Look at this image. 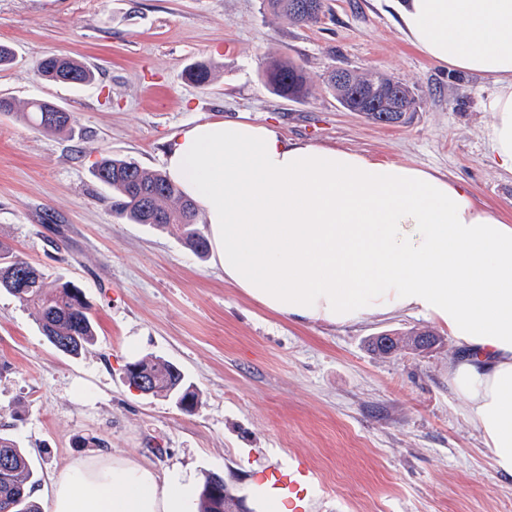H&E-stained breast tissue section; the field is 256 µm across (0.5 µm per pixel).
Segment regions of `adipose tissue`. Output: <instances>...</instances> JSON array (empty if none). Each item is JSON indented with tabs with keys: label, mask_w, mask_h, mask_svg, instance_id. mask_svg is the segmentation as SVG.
<instances>
[{
	"label": "adipose tissue",
	"mask_w": 512,
	"mask_h": 512,
	"mask_svg": "<svg viewBox=\"0 0 512 512\" xmlns=\"http://www.w3.org/2000/svg\"><path fill=\"white\" fill-rule=\"evenodd\" d=\"M389 3L424 55L492 79L493 149L512 170V0ZM163 162L203 214L225 282L267 310L333 325L408 310L446 327L460 350L448 379L512 476V224L464 182L246 121L194 124ZM47 512H197V485L177 468L78 458Z\"/></svg>",
	"instance_id": "ef3b65f1"
}]
</instances>
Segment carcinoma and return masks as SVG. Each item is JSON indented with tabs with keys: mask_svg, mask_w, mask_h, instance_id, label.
<instances>
[{
	"mask_svg": "<svg viewBox=\"0 0 512 512\" xmlns=\"http://www.w3.org/2000/svg\"><path fill=\"white\" fill-rule=\"evenodd\" d=\"M315 3L314 13L302 15L295 10L294 0H262L264 11L300 26L313 25L324 14L325 0H315ZM37 71L44 80L55 83L60 74L73 73L74 86L93 79V73L82 63L56 56L42 59ZM188 76L197 86L205 88L212 81L213 72L211 66L197 63L189 67ZM263 79L274 94L286 100L304 99L311 92L304 70L286 57L269 61ZM356 79L368 95L393 83V79L379 72L358 75ZM17 111L46 132L73 131L72 115L53 101L33 100L20 109L13 98L0 96L1 114ZM51 111L56 112L57 117L48 123L45 115ZM94 176L112 189V206L122 217L134 224H148L171 232L201 258L208 254V240L199 229L195 204L182 195L165 173L144 169L130 160L105 156L97 162ZM1 289L38 310L39 329L58 351L78 355L94 343L93 318L82 290L69 280H47L36 267L0 243ZM436 342L433 333L423 331L406 338L398 336L390 340V345H376L374 349L381 354L403 348L424 351ZM132 366L134 370L126 371L128 384L144 378L149 383L150 393H162L178 405L185 403L188 412L199 403L197 388L174 363L151 357L137 360ZM38 482L36 470L17 442L0 433V512H39L32 500ZM222 484L223 475L210 473L206 476L199 494L198 512H216L218 504L213 491Z\"/></svg>",
	"mask_w": 512,
	"mask_h": 512,
	"instance_id": "obj_1",
	"label": "carcinoma"
}]
</instances>
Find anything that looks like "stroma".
<instances>
[{"instance_id":"stroma-1","label":"stroma","mask_w":512,"mask_h":512,"mask_svg":"<svg viewBox=\"0 0 512 512\" xmlns=\"http://www.w3.org/2000/svg\"><path fill=\"white\" fill-rule=\"evenodd\" d=\"M0 43L15 51L0 96L48 99L74 118L72 132L49 134L0 114V243L81 288L96 324L92 346L63 354L33 306L0 290V430L38 473L39 508L78 457H128L199 481L220 472L242 498L258 471L302 456L321 512H512V477L448 386L456 348L446 328L407 311L345 326L275 314L175 235L119 218L93 175L104 155L163 169L180 131L240 119L465 182L512 224V173L490 136L491 81L421 53L387 0H327L309 26L265 13L261 0H0ZM277 54L303 67L311 96L289 101L265 86ZM48 55L77 58L94 81L40 79ZM195 62L214 68L206 88L185 77ZM336 67L407 84L415 111L385 126L344 110L323 83ZM420 330L436 333L435 347L385 356L369 347ZM150 356L197 387L193 412L128 386L127 363Z\"/></svg>"}]
</instances>
